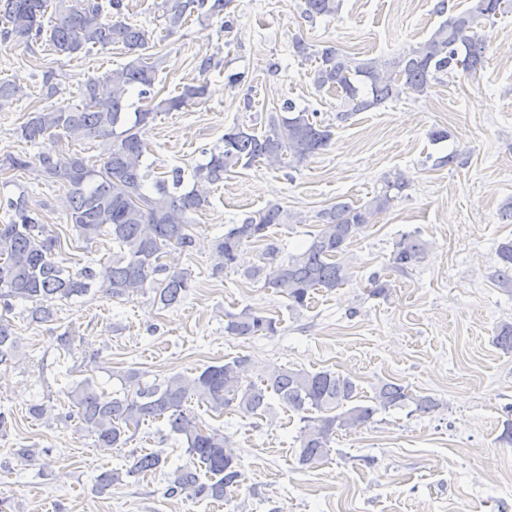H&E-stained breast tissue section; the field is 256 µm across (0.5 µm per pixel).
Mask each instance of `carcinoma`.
<instances>
[{
  "label": "carcinoma",
  "instance_id": "carcinoma-1",
  "mask_svg": "<svg viewBox=\"0 0 512 512\" xmlns=\"http://www.w3.org/2000/svg\"><path fill=\"white\" fill-rule=\"evenodd\" d=\"M341 2L304 0L303 18L334 17ZM231 3L163 0L162 8L168 30L173 31L195 14L217 17ZM51 5L54 9L49 13ZM511 7L512 0H475L471 8L450 14L448 0H438L435 13L445 20L427 40L389 57L358 58L331 45L315 49L298 36L292 47L298 56L315 59L313 84L317 90L336 89V121L343 123L404 94L423 95L448 72L477 74L486 61L480 31ZM123 8V0L106 4L101 0H0L3 43L45 38L57 54L67 57L95 46L120 45L129 57L123 67L82 84L80 104L32 112L16 130L27 142L71 136L97 143L103 156L100 168L88 165L76 153L52 151L38 155V168L42 175L68 188L67 221L77 239L91 244L105 237L119 248L105 262H89L74 271L58 259L60 238L48 233L25 195L8 199L3 205L7 219L0 222V310L8 314L14 301L28 302V318L34 323L53 321L59 302L93 287L119 300L151 291L165 308L180 305L195 288L196 279L192 270L165 259L174 253L192 254L193 214L208 203L211 186L224 180V173L239 166L247 168L258 160L296 169L333 141V124L287 99L279 112L269 115L263 134L235 125L224 131V146L210 151L207 162L195 165L189 173L175 167L167 176L151 178L143 160L145 129L158 114L177 111L201 97L204 87L187 86L180 95L167 98L155 94L164 59L148 53V32L129 23ZM134 90L139 98L150 99L149 108L132 109L129 97ZM187 173L192 182L189 188L185 185ZM407 187L405 176L396 173L385 177L380 190L362 205L339 201L320 210L317 229L305 248L280 258L277 246L269 243L264 264L247 276L263 280L264 287L288 300L289 310L299 311L307 306L310 291H332L349 281L342 258L351 240ZM293 223L302 220L274 203L231 225L215 240L221 262L213 274L234 268L242 246L267 240L271 227ZM429 247L417 231L401 234L391 252L392 269L407 271L426 257ZM497 257L498 285L512 293V238L499 244ZM224 317V331L237 338L277 333L274 318L249 306L228 311ZM493 343L512 352L511 322L496 327ZM17 349L9 322L0 316V367L13 363ZM251 371L246 356L207 365L191 375L176 372L144 383L140 378L145 373L130 368L115 373L121 388L110 393L87 377L68 388V408L60 419L76 423L102 451L124 448L148 421H167L170 431L186 442V462L167 472L163 451L134 449L126 476L140 479L160 473L164 496L197 502L231 499L245 481V473L229 437L221 428L201 421L193 403L219 416L232 410L243 418L259 419L271 411L272 401H278L303 423L295 453L301 466L311 468L327 457L339 431L364 426L381 411L408 409L412 414H428L438 407L434 398L391 381L379 382L373 396L364 399L350 377L330 369L275 367L256 378L250 377Z\"/></svg>",
  "mask_w": 512,
  "mask_h": 512
}]
</instances>
